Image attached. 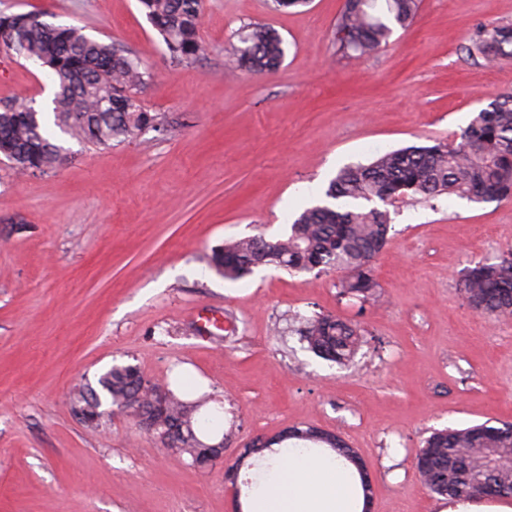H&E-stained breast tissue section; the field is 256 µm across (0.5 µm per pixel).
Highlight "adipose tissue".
I'll return each instance as SVG.
<instances>
[{
    "label": "adipose tissue",
    "instance_id": "obj_1",
    "mask_svg": "<svg viewBox=\"0 0 512 512\" xmlns=\"http://www.w3.org/2000/svg\"><path fill=\"white\" fill-rule=\"evenodd\" d=\"M363 508L360 485L334 455L291 453L280 457L244 512H362Z\"/></svg>",
    "mask_w": 512,
    "mask_h": 512
}]
</instances>
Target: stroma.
Here are the masks:
<instances>
[{
    "mask_svg": "<svg viewBox=\"0 0 512 512\" xmlns=\"http://www.w3.org/2000/svg\"><path fill=\"white\" fill-rule=\"evenodd\" d=\"M344 0L276 13L267 0H204V51L173 63L137 0H0L119 42L153 78L138 95L169 130L107 148L57 134L64 161L17 174L0 157V512H236L271 459L224 468L254 437L296 424L341 434L373 478L369 512H440L414 453L432 431L512 421V317L474 311L470 263L512 247V202L444 196L390 206L374 262L377 300L341 296L333 270L271 267L240 280L209 266L226 240L287 233L344 166L458 140L475 112L512 92V59L470 55L512 0H421L413 24L357 59L333 41ZM284 39L274 72L249 76L225 48L243 24ZM53 82L0 48V102L45 109ZM359 322L340 367L306 351L294 312ZM116 363L152 382L207 380L224 404V462L173 461L126 413L105 433L73 416L75 388Z\"/></svg>",
    "mask_w": 512,
    "mask_h": 512,
    "instance_id": "obj_1",
    "label": "stroma"
}]
</instances>
